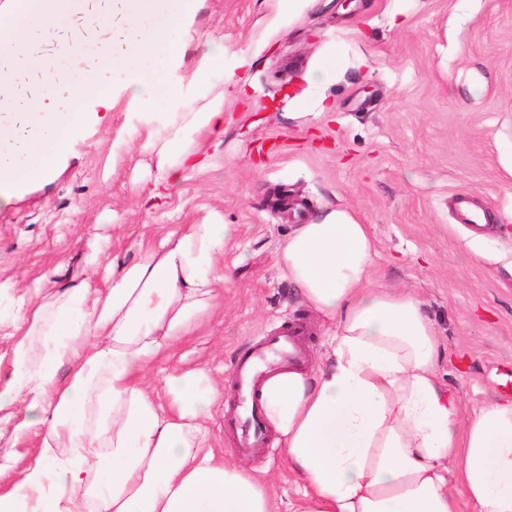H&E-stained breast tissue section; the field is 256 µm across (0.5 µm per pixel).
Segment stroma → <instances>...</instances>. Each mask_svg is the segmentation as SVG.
<instances>
[{
	"instance_id": "35a3bbf8",
	"label": "stroma",
	"mask_w": 512,
	"mask_h": 512,
	"mask_svg": "<svg viewBox=\"0 0 512 512\" xmlns=\"http://www.w3.org/2000/svg\"><path fill=\"white\" fill-rule=\"evenodd\" d=\"M79 51L55 35L50 57L69 84L94 73L113 97L89 117L46 181L0 203V311L13 283L44 275L48 293L86 278L99 242L115 265L183 224L229 225L217 263L227 280L219 303L177 350L180 370L207 369L223 403L206 423L207 444L241 462L270 488L281 512L295 498L275 431L268 447L240 456L224 422L238 404L231 366L283 320H302L308 369L322 368L333 322L318 315L276 262L297 225L331 208L368 225L370 288L419 299L438 340L439 381L455 392L462 421L512 401V0H316L301 18L278 0H193L175 50L156 70L181 90L155 106L133 101L100 58L111 30L72 28ZM224 44L225 69L194 81L210 41ZM336 49L341 67L320 87L323 103L292 105L286 93ZM224 98V134L202 133L201 167L157 184L159 149L173 113ZM471 196L496 221L480 233L459 224L456 195ZM39 438L0 439V494L34 464Z\"/></svg>"
}]
</instances>
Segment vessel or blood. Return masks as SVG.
Segmentation results:
<instances>
[{"label":"vessel or blood","instance_id":"b4317fda","mask_svg":"<svg viewBox=\"0 0 512 512\" xmlns=\"http://www.w3.org/2000/svg\"><path fill=\"white\" fill-rule=\"evenodd\" d=\"M303 333L304 326L300 323L280 326L274 335L251 346L233 363L234 387L246 411L245 418L238 422L241 451L266 447V426L260 413V386L269 375L272 364L296 357L297 338Z\"/></svg>","mask_w":512,"mask_h":512}]
</instances>
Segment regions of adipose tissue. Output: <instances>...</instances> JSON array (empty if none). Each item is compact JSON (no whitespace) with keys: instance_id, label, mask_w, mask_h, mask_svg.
I'll list each match as a JSON object with an SVG mask.
<instances>
[{"instance_id":"1","label":"adipose tissue","mask_w":512,"mask_h":512,"mask_svg":"<svg viewBox=\"0 0 512 512\" xmlns=\"http://www.w3.org/2000/svg\"><path fill=\"white\" fill-rule=\"evenodd\" d=\"M203 131L223 134V101L173 119L163 179H179ZM230 235L225 224H184L137 261L107 264L103 287L47 297L37 279L16 296L0 431L36 430L40 441L0 512H275L242 464L203 450L216 400L205 372L169 374L164 405L145 383L213 307L224 285L215 260ZM372 251L368 226L333 209L289 233L277 254L336 322L329 368L291 365L261 388L287 467L304 482L293 512H459L462 496L474 512H512V403L462 423L437 379L421 302L369 288Z\"/></svg>"}]
</instances>
